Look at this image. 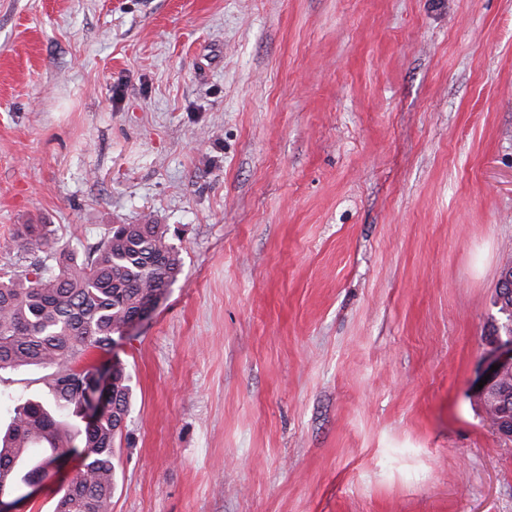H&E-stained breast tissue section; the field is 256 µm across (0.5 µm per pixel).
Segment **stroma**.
Listing matches in <instances>:
<instances>
[{"label":"stroma","mask_w":512,"mask_h":512,"mask_svg":"<svg viewBox=\"0 0 512 512\" xmlns=\"http://www.w3.org/2000/svg\"><path fill=\"white\" fill-rule=\"evenodd\" d=\"M170 225L112 512H512V0H0V273ZM47 371L0 374V427ZM70 456L26 499L54 512ZM495 305H499L498 311L504 316V321L500 326H493L495 349L489 361L487 362L482 379L484 376L490 375V379L484 384L481 390H478V396L482 401L490 389L501 379L504 372L512 370V324H506V330L503 323L509 320L506 311L511 310L512 316V280H499L497 298ZM492 365H498V370L491 371ZM490 408L497 414H504L506 410L512 411V375L506 374L495 386L492 392Z\"/></svg>","instance_id":"stroma-1"}]
</instances>
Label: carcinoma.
<instances>
[{"label": "carcinoma", "instance_id": "1", "mask_svg": "<svg viewBox=\"0 0 512 512\" xmlns=\"http://www.w3.org/2000/svg\"><path fill=\"white\" fill-rule=\"evenodd\" d=\"M17 241L36 257L21 271L0 274V372L51 369L50 400H20L14 407L0 438V492L45 473L77 435L81 467L55 512H112L113 455L130 410L129 375L117 372L108 406L94 422L73 433L63 417H81V390L98 371L83 358L92 350L111 352L133 317L159 301L182 273L181 252L166 224L113 225L82 256L61 244L48 224L21 225ZM494 304L509 320L512 280L499 281ZM490 408L512 411V375L496 384Z\"/></svg>", "mask_w": 512, "mask_h": 512}]
</instances>
